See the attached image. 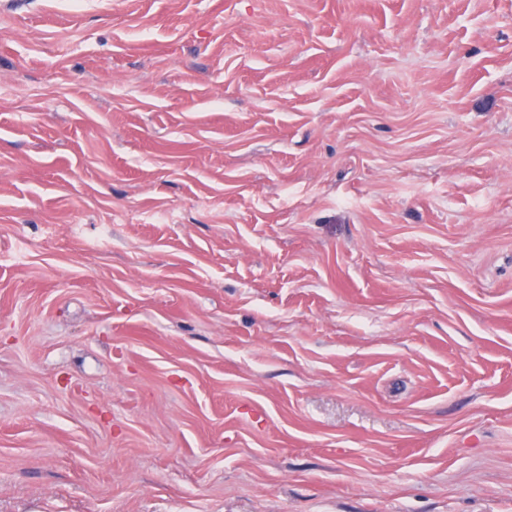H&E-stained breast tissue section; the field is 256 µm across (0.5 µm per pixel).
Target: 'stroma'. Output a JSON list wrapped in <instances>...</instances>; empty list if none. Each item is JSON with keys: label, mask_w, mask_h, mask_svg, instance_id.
I'll use <instances>...</instances> for the list:
<instances>
[{"label": "stroma", "mask_w": 512, "mask_h": 512, "mask_svg": "<svg viewBox=\"0 0 512 512\" xmlns=\"http://www.w3.org/2000/svg\"><path fill=\"white\" fill-rule=\"evenodd\" d=\"M0 512H512V0H0Z\"/></svg>", "instance_id": "1"}]
</instances>
